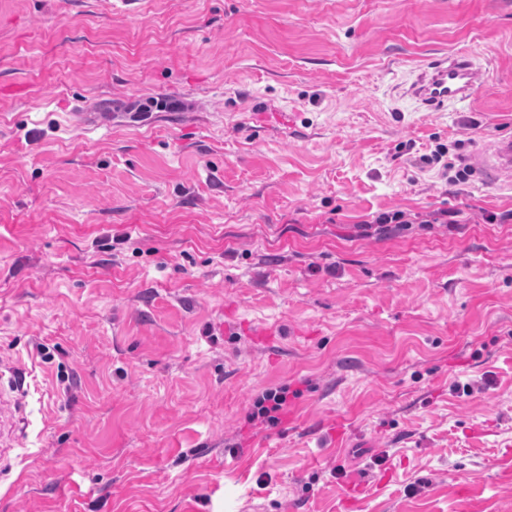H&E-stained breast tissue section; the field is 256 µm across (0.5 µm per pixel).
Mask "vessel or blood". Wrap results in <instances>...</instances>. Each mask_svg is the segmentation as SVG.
Instances as JSON below:
<instances>
[{
  "mask_svg": "<svg viewBox=\"0 0 512 512\" xmlns=\"http://www.w3.org/2000/svg\"><path fill=\"white\" fill-rule=\"evenodd\" d=\"M485 74L465 54L456 53L431 61L417 74L409 92L421 106L444 109L473 96L483 85ZM477 165L494 182L512 185V139L503 138L493 146L490 157L478 158Z\"/></svg>",
  "mask_w": 512,
  "mask_h": 512,
  "instance_id": "vessel-or-blood-1",
  "label": "vessel or blood"
}]
</instances>
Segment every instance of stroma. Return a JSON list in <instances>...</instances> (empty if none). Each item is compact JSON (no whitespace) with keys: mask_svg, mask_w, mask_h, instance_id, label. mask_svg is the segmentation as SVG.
<instances>
[{"mask_svg":"<svg viewBox=\"0 0 512 512\" xmlns=\"http://www.w3.org/2000/svg\"><path fill=\"white\" fill-rule=\"evenodd\" d=\"M113 2L0 0V512H512V0ZM484 81L485 71L464 53H456L434 59L421 69L409 93L423 107L444 109L473 96ZM477 166L489 173L495 183L508 182L512 185V139L502 138L493 146L490 159L479 157ZM448 149L443 145H438L430 156H426L424 160L426 163L431 164H440L443 161V158L446 159L442 162L439 170L442 177L449 179L450 182H462L464 183L468 176L471 175L472 170L468 165L463 164L464 157L462 154L454 155V159L447 158ZM458 162V165H456ZM455 170L454 176L448 177V172ZM288 391L289 386L266 390L255 403L257 411L252 414V419L263 418L269 422L276 421L277 415L287 405Z\"/></svg>","mask_w":512,"mask_h":512,"instance_id":"obj_1","label":"stroma"}]
</instances>
